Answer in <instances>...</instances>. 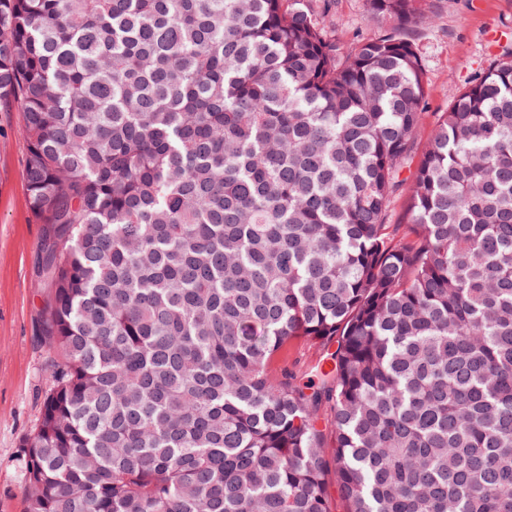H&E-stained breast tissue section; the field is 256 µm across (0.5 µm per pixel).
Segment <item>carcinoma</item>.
I'll return each mask as SVG.
<instances>
[{"mask_svg": "<svg viewBox=\"0 0 512 512\" xmlns=\"http://www.w3.org/2000/svg\"><path fill=\"white\" fill-rule=\"evenodd\" d=\"M312 2L0 0L52 288L26 512H332L330 470L343 512H512V59L408 182L424 0L353 45ZM299 342L317 381L271 380ZM405 190L397 195L391 205L389 212L388 224H402L397 230V236H401L408 230V214H407V191Z\"/></svg>", "mask_w": 512, "mask_h": 512, "instance_id": "cac0c4a2", "label": "carcinoma"}]
</instances>
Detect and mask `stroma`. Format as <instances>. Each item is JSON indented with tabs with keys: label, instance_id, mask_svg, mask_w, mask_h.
<instances>
[{
	"label": "stroma",
	"instance_id": "35a3bbf8",
	"mask_svg": "<svg viewBox=\"0 0 512 512\" xmlns=\"http://www.w3.org/2000/svg\"><path fill=\"white\" fill-rule=\"evenodd\" d=\"M424 9L428 22L410 32L427 87L425 120L407 164L411 170L454 93L489 65L512 58V0H425ZM318 17L348 44L395 25L372 18L364 0H328ZM22 125L21 112H0V512L25 510L20 441L42 410L50 355L41 337L49 295L38 269L44 227L29 209Z\"/></svg>",
	"mask_w": 512,
	"mask_h": 512
}]
</instances>
